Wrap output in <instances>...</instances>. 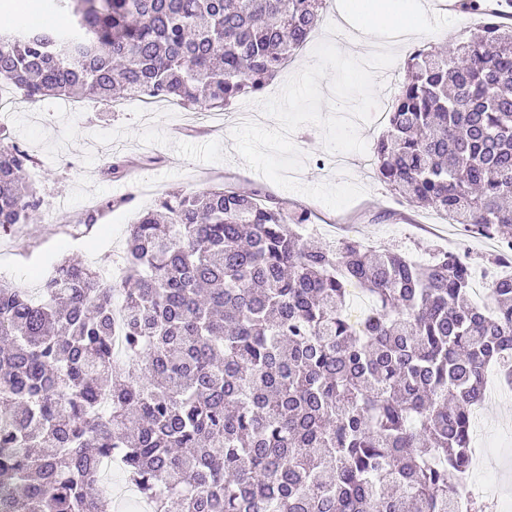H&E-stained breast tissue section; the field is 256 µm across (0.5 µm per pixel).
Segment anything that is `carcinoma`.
I'll use <instances>...</instances> for the list:
<instances>
[{
    "label": "carcinoma",
    "instance_id": "1",
    "mask_svg": "<svg viewBox=\"0 0 512 512\" xmlns=\"http://www.w3.org/2000/svg\"><path fill=\"white\" fill-rule=\"evenodd\" d=\"M325 5L50 0L72 25L0 28V83L222 112ZM493 18L410 53L372 157L409 204L512 245V26ZM32 162L0 130V233L37 219ZM307 221L257 190L173 192L129 225L120 283L71 258L37 298L0 281V512H107L89 492L106 457L152 512H458L487 368L512 384V275L480 306L465 255L331 248Z\"/></svg>",
    "mask_w": 512,
    "mask_h": 512
}]
</instances>
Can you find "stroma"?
<instances>
[{
	"label": "stroma",
	"instance_id": "obj_1",
	"mask_svg": "<svg viewBox=\"0 0 512 512\" xmlns=\"http://www.w3.org/2000/svg\"><path fill=\"white\" fill-rule=\"evenodd\" d=\"M349 0H326L323 17L296 59L264 90L277 94L299 70L313 61V49L331 37L336 14ZM478 16H440L422 27L414 40L392 45L396 60L377 76L376 95L388 109L397 85L405 76V61L415 46L440 47L470 36ZM14 105L0 109V128L7 130L21 149L34 159L29 169L42 207L40 220L19 233L0 234V280L37 289L43 276L62 258L73 257L94 268L112 270L122 265L126 229L141 208L172 192L194 193L212 185L232 183L276 198L289 211L308 210L316 224V238L344 237L390 245L415 261H424L433 248L466 253L477 262L493 258L485 238L473 236L461 243L457 225L429 209L413 207L396 197L377 178L374 166L362 164L359 154L342 169L320 167L326 155L318 128L307 125L294 132L292 141L305 157L299 181L304 185L353 182L365 193L347 207L334 210L303 194L285 190L250 169L238 155L232 136L240 123L256 120L272 128L275 120L259 111V101L247 98L229 106L221 122L207 124L204 113L155 103L112 111L84 100L45 97L26 100L13 93ZM126 162V172L105 178L101 171L113 159ZM126 198L127 203L102 210L103 202ZM62 206L71 224L50 223L48 209ZM99 208L95 223H83L89 208ZM475 444L500 449L496 460L502 483L512 486V391L490 394L474 425Z\"/></svg>",
	"mask_w": 512,
	"mask_h": 512
}]
</instances>
